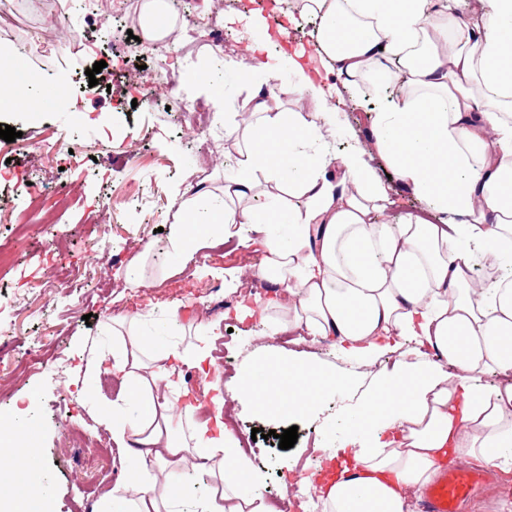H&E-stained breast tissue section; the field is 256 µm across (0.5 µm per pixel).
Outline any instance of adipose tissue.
<instances>
[{"mask_svg":"<svg viewBox=\"0 0 512 512\" xmlns=\"http://www.w3.org/2000/svg\"><path fill=\"white\" fill-rule=\"evenodd\" d=\"M300 0L317 22L316 46L344 89L373 75L394 85L369 115L367 147L330 153L336 112L296 61L300 112L279 108L278 70L238 104L226 127L237 174L223 186L187 188L169 238L173 270L203 249L250 229L265 253L248 274L274 288L245 316L266 333L331 340L367 357L413 338L436 361L383 374L329 449L323 474L302 485L322 512H414L418 495L449 460L496 473L512 460V280L476 281V257L512 250V0ZM391 168L424 209L384 219ZM268 205L257 209L253 201ZM219 323L207 324L210 335ZM208 339L189 347L140 334L127 318L110 350L84 362L112 376L114 398L91 393L125 477L98 512H272L262 475L215 416L197 419L182 369L212 363ZM487 368L502 385L480 390L446 373ZM339 379L311 362L266 353L239 377L238 392L262 414L309 410Z\"/></svg>","mask_w":512,"mask_h":512,"instance_id":"adipose-tissue-1","label":"adipose tissue"}]
</instances>
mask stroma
<instances>
[{
	"instance_id": "1",
	"label": "stroma",
	"mask_w": 512,
	"mask_h": 512,
	"mask_svg": "<svg viewBox=\"0 0 512 512\" xmlns=\"http://www.w3.org/2000/svg\"><path fill=\"white\" fill-rule=\"evenodd\" d=\"M294 9L295 0L276 7L286 18ZM214 13L234 18L222 27L224 55L232 63L220 80L208 73L214 58L210 17H177L185 35L174 44L170 66L190 60L198 76L184 99L166 96L150 83L154 55L129 38L128 23L114 17L112 5L94 15L85 10L84 0H10L11 22L0 27V50L27 51L26 66L39 76L33 94L63 84L73 105L69 112L49 110L33 117L11 105L0 107V128L9 125L22 133L17 143L0 139V247L11 254V269L0 276V414L25 410L39 431L38 458L48 482L45 512H89L121 475L122 464L107 453L110 438L91 442L77 437L95 429L80 367L91 348L111 347L113 321L137 317L142 333L154 337L175 309L221 319L224 331L213 339L212 357L228 394L236 391L246 361L263 348L303 358L342 378V385L309 413L269 417L247 403L232 404L237 436H250L256 428L271 433L256 439L250 457L264 475L258 491L266 501L281 500L298 470L313 473L324 465L325 449L335 447L379 375L424 358L406 337L366 365L332 341L301 345L266 335L260 317L235 318L237 298L215 273L258 265L264 246L248 231L242 239L200 252L180 273L170 274L168 231L178 191L192 183L217 187L237 173L224 141V116L253 90L258 80L253 61L279 67L281 109L299 111L296 77L285 53L289 37L313 38L316 27L310 18H287L284 36L271 41L264 37L267 18L244 10L240 0H216ZM252 40L263 44L254 58L243 52ZM101 60L106 66L98 75L97 92L84 96L78 80ZM368 84L361 79L353 92L334 101L339 124L330 147L336 153L366 143L369 114L387 103L383 96L365 97ZM205 86L222 98L206 137L183 114ZM73 140L80 154L71 163L66 147ZM31 181L61 190L67 200L54 214L66 240L63 251L42 243L38 226L17 221L22 191ZM134 262L144 287L120 286L117 275ZM76 281L87 297L78 307L69 297V285ZM34 336L41 337L43 347L32 364L27 353ZM293 426L298 429L294 447L280 449L278 433Z\"/></svg>"
}]
</instances>
